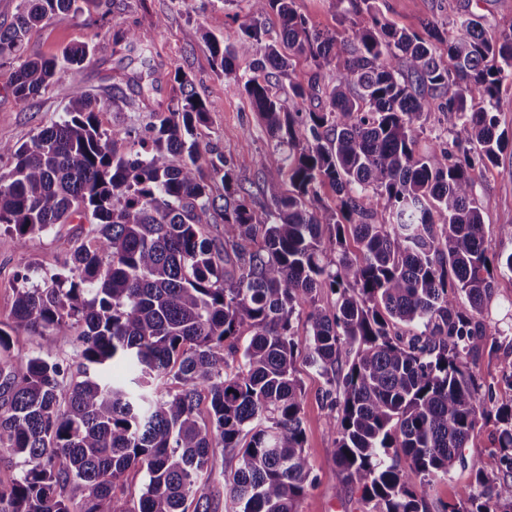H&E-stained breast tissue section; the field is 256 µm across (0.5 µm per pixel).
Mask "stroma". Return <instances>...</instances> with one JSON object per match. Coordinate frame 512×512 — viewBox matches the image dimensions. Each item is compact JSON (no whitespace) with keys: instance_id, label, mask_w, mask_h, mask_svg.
Masks as SVG:
<instances>
[{"instance_id":"obj_1","label":"stroma","mask_w":512,"mask_h":512,"mask_svg":"<svg viewBox=\"0 0 512 512\" xmlns=\"http://www.w3.org/2000/svg\"><path fill=\"white\" fill-rule=\"evenodd\" d=\"M467 6L480 16L485 26L512 22V0H378L380 12L397 27L413 31L421 20L448 21L453 7ZM246 0L225 5L224 0H112V11H82L32 29L27 36V52L32 56L61 58L71 46L89 49L78 66L62 68L42 93L26 102L11 92L13 64L0 63V142L22 144L43 126L64 118L76 92L96 99L102 130L123 137L130 128L166 116L176 96L175 70L185 72L198 97L208 109L207 121L197 130L201 145L214 144L231 164L241 185L250 190L256 212H264L261 189L265 183H287L285 168H259L258 157L275 148L261 127L243 90L241 78L251 72V60L238 58L236 73L224 76L212 56V39L232 35L240 23L248 21ZM135 32L134 40L113 50L111 29ZM200 36H193V29ZM124 86V100L112 102V86ZM475 191L483 205L485 246L489 254H512V237L499 231L512 224V149L500 154L496 164L473 174ZM78 223L57 224L52 229L18 241L0 230V322L11 320L19 282L16 278L20 257H27L40 269L51 272L62 262L76 236ZM488 330L495 339L476 341L472 370L481 385V394L492 395L487 413L471 435L464 454L466 466H454L447 478L426 485L430 512H442L457 502L460 492L474 484L475 470L491 476L502 473V452L497 442L500 424L494 411L498 404L512 399V388L502 380V361L512 354V274L495 272L493 295L484 311ZM295 374L302 386V420L305 449L313 464L314 484L300 503V512H369L355 487L336 485L332 417L321 400L325 380L309 365L305 353L295 359Z\"/></svg>"}]
</instances>
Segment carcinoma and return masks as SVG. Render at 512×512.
I'll use <instances>...</instances> for the list:
<instances>
[{"label": "carcinoma", "instance_id": "1", "mask_svg": "<svg viewBox=\"0 0 512 512\" xmlns=\"http://www.w3.org/2000/svg\"><path fill=\"white\" fill-rule=\"evenodd\" d=\"M247 2L250 23L212 50L226 76L253 57L263 77L244 91L288 147L258 159L288 172V188L264 185L269 221L223 154L209 149L202 165L196 129L207 110L180 70L176 104L145 133L125 131L127 154L81 92L30 141L0 142L12 163L0 173L4 231L23 239L93 219L53 273L19 261L22 287L0 325V449L21 472L0 488V512H188L189 501L208 512L198 484L229 450L238 466L224 476L228 512H299L313 483L294 366L302 348L335 413L337 488L356 485L372 512H429L412 475L429 483L465 463L485 413L469 357L487 335L493 270L512 273V254L495 259L484 247L472 177L509 145L495 112L512 107L500 96L512 79V22L489 29L461 12L443 31L427 19L410 32L374 0H339L343 32L322 33L292 0ZM79 11L80 0H23L0 30L17 100L58 73L57 60L24 56L28 33ZM271 12L279 45L264 41ZM88 53L70 47L62 61ZM294 57L308 63L300 81ZM285 79L307 110L285 108L275 92ZM434 108L448 113V139L420 153L414 124ZM325 183L339 195L330 214L313 205ZM324 291L335 304L314 309L302 341L293 320ZM244 328L252 338L241 349ZM21 333L45 347L15 363ZM59 338L77 349L74 371L52 354ZM116 360L129 379L109 375ZM497 414L503 476L476 471L481 491L463 490L448 512H512V403ZM136 466L144 490L122 500L116 481Z\"/></svg>", "mask_w": 512, "mask_h": 512}]
</instances>
